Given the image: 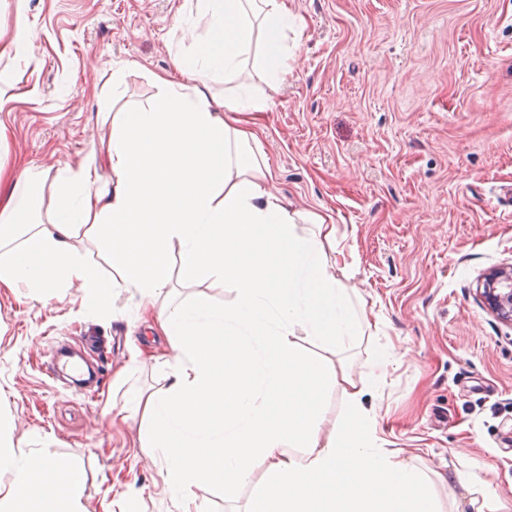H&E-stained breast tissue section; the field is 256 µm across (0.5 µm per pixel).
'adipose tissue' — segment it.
<instances>
[{
    "label": "adipose tissue",
    "mask_w": 512,
    "mask_h": 512,
    "mask_svg": "<svg viewBox=\"0 0 512 512\" xmlns=\"http://www.w3.org/2000/svg\"><path fill=\"white\" fill-rule=\"evenodd\" d=\"M208 32L180 60L190 84L158 78L150 105H124L103 126L105 167L27 169L0 189V287L42 295L79 284L86 311L102 315L113 288L157 309L156 325L179 350L164 395L130 400L151 421L147 446L176 512H200L193 489L235 493L263 474L249 512H442L432 478L384 446L342 351L370 332L346 282L357 265L336 226L267 188L274 173L240 112L268 98L288 72V33L302 20L284 0H197ZM224 79V109L208 82ZM96 241L115 276L101 277L72 247ZM178 251L172 268L170 251ZM229 286L226 306L166 302L173 277ZM330 352L305 356L300 339ZM343 396L344 417L326 424L320 386ZM0 415V512H86L76 463L34 457L13 444Z\"/></svg>",
    "instance_id": "obj_1"
}]
</instances>
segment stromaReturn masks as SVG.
Listing matches in <instances>:
<instances>
[{
	"label": "stroma",
	"instance_id": "35a3bbf8",
	"mask_svg": "<svg viewBox=\"0 0 512 512\" xmlns=\"http://www.w3.org/2000/svg\"><path fill=\"white\" fill-rule=\"evenodd\" d=\"M288 73L268 108L245 112L275 174L272 192L331 215L353 251L348 282L372 333L351 359L386 447L447 477L440 503L475 512L458 478L476 472L512 512V325L476 294L512 264V0H286ZM194 0H0V167L58 171L97 150L121 94L154 100L155 77L184 82L178 54L206 33ZM30 38L12 45L17 14ZM79 286L44 297L0 288V412L15 442L81 466L87 512H176L143 448L129 388L164 394L178 357L132 293L107 316ZM98 341L103 379L82 393L45 372L56 341ZM202 512H245L255 493L215 483Z\"/></svg>",
	"mask_w": 512,
	"mask_h": 512
}]
</instances>
